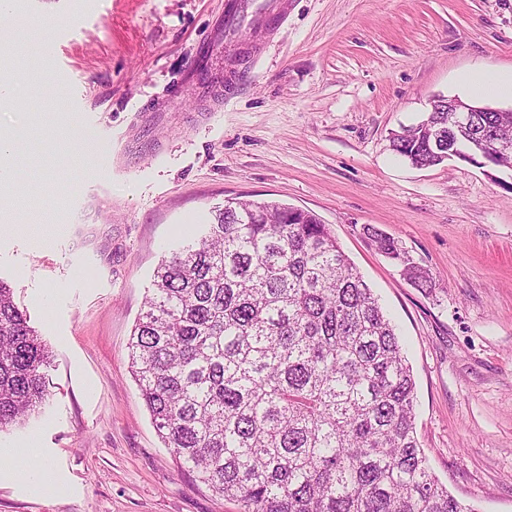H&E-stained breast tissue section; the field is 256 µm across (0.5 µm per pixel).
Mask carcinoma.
<instances>
[{
	"mask_svg": "<svg viewBox=\"0 0 512 512\" xmlns=\"http://www.w3.org/2000/svg\"><path fill=\"white\" fill-rule=\"evenodd\" d=\"M391 139L418 167L512 148V120L432 112ZM364 233L422 292L431 271ZM132 376L180 469L243 512H476L432 474L415 380L371 288L314 213L277 202L217 210L154 269L128 346ZM51 355L0 281V432L48 399Z\"/></svg>",
	"mask_w": 512,
	"mask_h": 512,
	"instance_id": "obj_1",
	"label": "carcinoma"
}]
</instances>
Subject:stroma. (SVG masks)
<instances>
[{
	"label": "stroma",
	"instance_id": "1",
	"mask_svg": "<svg viewBox=\"0 0 512 512\" xmlns=\"http://www.w3.org/2000/svg\"><path fill=\"white\" fill-rule=\"evenodd\" d=\"M290 2L277 33L223 46L224 0H23L52 24L0 105V131L31 129L0 186L15 225L0 279L52 363L46 404L0 448L36 447L55 480L0 473V512H241L178 468L127 343L160 259L215 207L271 200L330 224L396 325L435 475L477 512H512V172L418 168L390 146L468 70L512 71V0ZM364 233L375 243L377 249L394 261L402 270V275L422 292H431L435 287V278L431 271L413 261L394 239L375 227L364 228Z\"/></svg>",
	"mask_w": 512,
	"mask_h": 512
}]
</instances>
